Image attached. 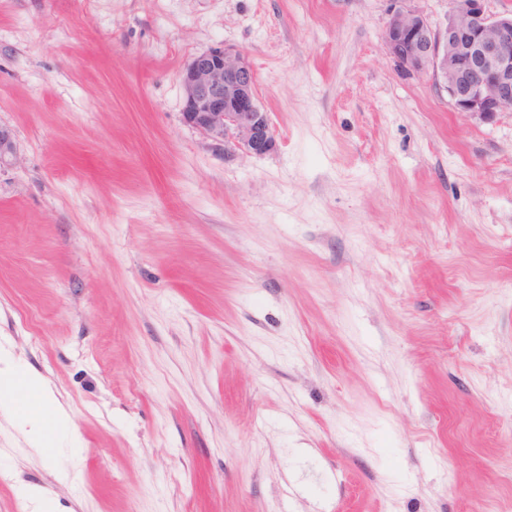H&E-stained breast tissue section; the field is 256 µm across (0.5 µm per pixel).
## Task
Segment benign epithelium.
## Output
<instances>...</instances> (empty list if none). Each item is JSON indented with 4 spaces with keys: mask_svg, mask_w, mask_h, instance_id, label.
<instances>
[{
    "mask_svg": "<svg viewBox=\"0 0 512 512\" xmlns=\"http://www.w3.org/2000/svg\"><path fill=\"white\" fill-rule=\"evenodd\" d=\"M381 41L397 66L432 75L453 110L492 118L512 112V10L491 13L489 0H449L442 27L413 5L397 0ZM181 118L226 156L251 157L276 149L269 113L259 105L248 55L220 45L193 56L179 73ZM16 158L10 131L0 127V164Z\"/></svg>",
    "mask_w": 512,
    "mask_h": 512,
    "instance_id": "7a95c632",
    "label": "benign epithelium"
}]
</instances>
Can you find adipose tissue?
Masks as SVG:
<instances>
[{"label": "adipose tissue", "mask_w": 512, "mask_h": 512, "mask_svg": "<svg viewBox=\"0 0 512 512\" xmlns=\"http://www.w3.org/2000/svg\"><path fill=\"white\" fill-rule=\"evenodd\" d=\"M51 390L41 377L19 372L9 353L0 354V401L11 407H24L29 429L26 433L31 447L40 449L47 441L46 426L54 424L58 432H66L68 418L62 406L46 412L44 404L51 400Z\"/></svg>", "instance_id": "adipose-tissue-1"}]
</instances>
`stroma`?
<instances>
[{
  "label": "stroma",
  "instance_id": "stroma-1",
  "mask_svg": "<svg viewBox=\"0 0 512 512\" xmlns=\"http://www.w3.org/2000/svg\"><path fill=\"white\" fill-rule=\"evenodd\" d=\"M394 0H0V512H512V112L400 71ZM232 44L277 148L179 72ZM184 93L181 118L226 156L251 157L277 146L269 113L259 105L248 55L227 45L193 56L179 73ZM0 396L1 403L12 408L24 407L30 425L26 437L32 448L40 450L47 441L46 424L52 422L59 433L68 429V418L63 407L54 401L50 388L41 377L18 371L13 357L8 352L0 354ZM46 401L54 404V415L44 410Z\"/></svg>",
  "mask_w": 512,
  "mask_h": 512
}]
</instances>
